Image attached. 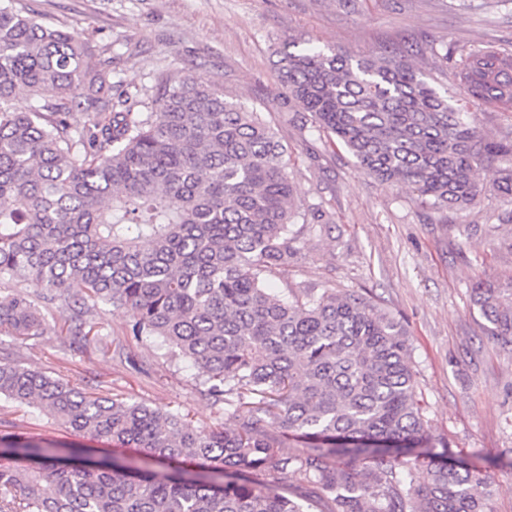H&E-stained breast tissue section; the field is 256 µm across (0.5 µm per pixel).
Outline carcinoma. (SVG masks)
I'll return each instance as SVG.
<instances>
[{"mask_svg": "<svg viewBox=\"0 0 512 512\" xmlns=\"http://www.w3.org/2000/svg\"><path fill=\"white\" fill-rule=\"evenodd\" d=\"M288 47L283 104L367 176L431 209L463 208L480 195L482 161L501 157L498 192L512 203V142L489 138L468 108H512V51L459 55L462 105L406 51ZM86 49L0 0V284L17 288L0 296V327L39 336L43 310L61 303L80 349L99 335V305L125 307L129 335L201 365L200 392L228 421L197 427L0 357V396L147 463L91 468L80 448L66 462L51 441L0 433V512H491L488 479L436 450L402 321L334 288L270 287L301 236L334 220L294 208L286 148L260 114L190 73L162 74L136 100L113 81L112 47L94 68ZM20 92L37 105L15 111ZM471 300L492 335L512 337V282L477 281ZM266 475L295 476L301 492L276 493Z\"/></svg>", "mask_w": 512, "mask_h": 512, "instance_id": "carcinoma-1", "label": "carcinoma"}]
</instances>
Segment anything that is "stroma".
<instances>
[{
  "instance_id": "35a3bbf8",
  "label": "stroma",
  "mask_w": 512,
  "mask_h": 512,
  "mask_svg": "<svg viewBox=\"0 0 512 512\" xmlns=\"http://www.w3.org/2000/svg\"><path fill=\"white\" fill-rule=\"evenodd\" d=\"M49 26L88 40L89 59L104 45L120 59L115 78L147 88L162 73L196 75L227 99L260 112L288 148L298 207L322 204L335 222L307 240L278 292L333 288L357 293L400 317L409 332L417 390L435 436L454 456L489 478L491 512H512V341L491 335L473 308L479 280L512 281V206L497 191L502 164L477 171L481 193L465 209L421 208L402 185L366 176L342 147L305 128L279 93V51L297 35L355 55L407 47L440 85L451 69L435 48L494 45L512 50V0H22ZM108 353L70 348L63 326L69 310L46 312L43 335L26 340L0 331V351L23 366L77 383L92 393L130 398L187 416L200 427L219 420L201 396L202 370L172 358L160 340H134L127 309L101 306ZM0 431H19L88 444L51 416L0 398Z\"/></svg>"
}]
</instances>
